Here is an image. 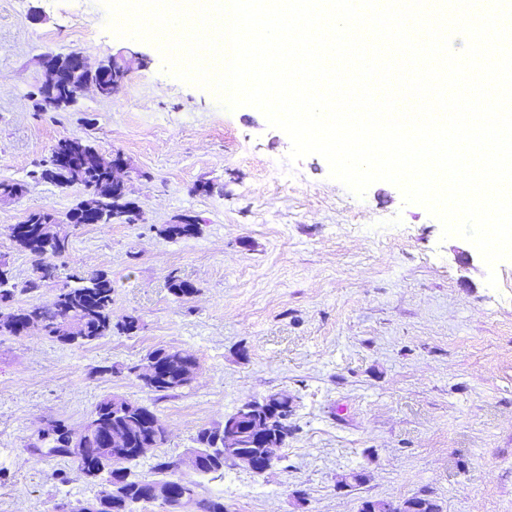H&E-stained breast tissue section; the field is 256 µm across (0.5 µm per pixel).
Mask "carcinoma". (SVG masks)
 <instances>
[{
	"mask_svg": "<svg viewBox=\"0 0 512 512\" xmlns=\"http://www.w3.org/2000/svg\"><path fill=\"white\" fill-rule=\"evenodd\" d=\"M112 161L100 154L91 144L79 139L64 138L57 141L48 161L47 168L40 176L53 182L77 183L101 198L99 213L86 216L79 211L72 212L77 224H111L113 216L128 213V222L136 223L139 211L135 203L123 190L112 189ZM54 216L45 211L31 213L25 223L10 228V236L16 244L29 252L35 259L34 275L22 287L11 282L6 264L0 262V306L13 302L16 293L30 294L38 291L41 285L54 277L52 267L43 259L60 256L70 249L68 236L47 240L42 237L40 227L53 224ZM198 231L196 224H171L165 232L173 240L193 236ZM169 288L178 299L186 300L196 293V288L177 276L170 277ZM42 327L48 336L68 343L84 345L110 336L117 332L127 336L139 330V320L134 316L112 322V280L104 273L73 274L60 284L54 298L48 303L32 302L25 307L7 313L0 312V334L13 336L25 334L33 325ZM155 362L156 374L144 381V385L162 399L170 393L190 384L197 370L195 358L177 348H159L147 356ZM276 403L281 430L286 443L295 426L292 423V400L279 392L267 394ZM113 396L100 400L93 411L91 422L85 427L84 451L81 468L90 477L101 473L108 474L105 487L93 499L77 502L72 512H84L95 508L97 512H140L153 502L150 497L152 485L164 483L173 489V502L184 491L193 496L195 512H224V498L199 495L196 485L182 484L172 478L178 468V461L164 460L157 464L156 473L160 479L144 480L136 477L131 467L142 456L144 448H162L167 442V432L161 424L155 404H145L136 400H126L127 410L114 409ZM222 426L202 428L195 442L200 448L213 449L212 454L202 457L196 472L214 479L224 476V467L234 464V460L224 457V435ZM72 429L60 421H54L48 428L37 434L33 447L45 457H73L70 447ZM121 439L122 452L117 464L112 467L114 440Z\"/></svg>",
	"mask_w": 512,
	"mask_h": 512,
	"instance_id": "cac0c4a2",
	"label": "carcinoma"
}]
</instances>
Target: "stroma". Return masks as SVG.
Instances as JSON below:
<instances>
[{
    "label": "stroma",
    "instance_id": "1",
    "mask_svg": "<svg viewBox=\"0 0 512 512\" xmlns=\"http://www.w3.org/2000/svg\"><path fill=\"white\" fill-rule=\"evenodd\" d=\"M107 23L97 0L82 13L76 0H0V181L27 185L0 198V262L15 282L32 277L10 228L50 211L71 243L50 260L58 278L107 274L113 321L139 319L136 335L82 347L38 328L0 335V512H57L98 493L102 478L29 446L48 422L80 429L104 397L155 404L168 442L133 468L152 480L160 457H183L198 430L272 392L292 398L296 430L270 471L176 478L226 512H359L424 494L443 512H512V260L488 286L475 246L442 239L396 186L358 197L320 156L288 164V136L259 110L224 108L167 73L155 43ZM126 49L143 62L112 97L89 91L59 111L32 94L44 55L94 66ZM62 138L124 157L139 223H69L88 191L34 176ZM282 165L287 179L274 180ZM185 218L198 234L168 238ZM173 274L192 297L171 294ZM169 346L199 370L160 400L129 368Z\"/></svg>",
    "mask_w": 512,
    "mask_h": 512
}]
</instances>
